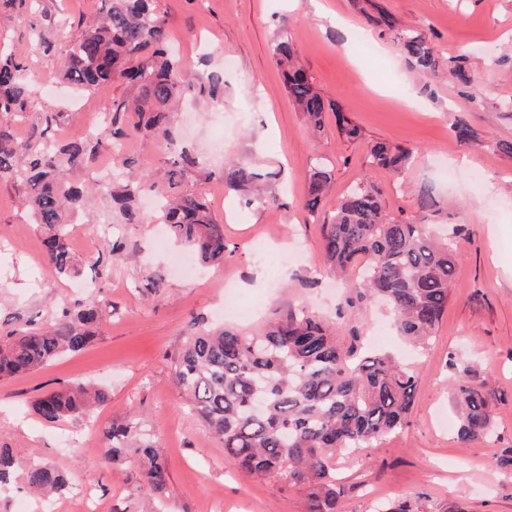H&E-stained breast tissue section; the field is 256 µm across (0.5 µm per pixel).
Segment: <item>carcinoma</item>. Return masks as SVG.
<instances>
[{
  "mask_svg": "<svg viewBox=\"0 0 512 512\" xmlns=\"http://www.w3.org/2000/svg\"><path fill=\"white\" fill-rule=\"evenodd\" d=\"M170 36L158 0H102L97 23L62 48L42 36L44 54L55 56L57 73L85 91L115 78L137 87V96L109 113L104 128L85 139L63 145L31 131L16 136L34 95L23 61L0 45V114L14 121L0 123V184L25 188L33 223L42 228L47 260L63 275L78 273L67 244L66 224L82 206L85 193L102 190V181L84 187L80 176L98 156L131 133L166 138L170 104L185 92L215 104L224 99L223 77L202 70L188 74L169 51ZM402 48L409 64L423 72L439 68L436 46L421 35L405 33ZM295 53L280 39L273 48L279 65ZM288 96L303 112L309 129L324 131L325 112L332 104L314 90L298 69L284 71ZM369 165L403 172L411 153L383 141L365 143ZM199 161L187 154L163 175L137 159L136 177L106 195L119 205L127 223H137L134 203L148 190L162 205L151 220L168 226L203 264L219 265L235 248L224 239L205 198L180 191L185 169ZM259 174L239 165L224 168L227 187L248 192ZM332 181L323 159L310 162L308 190L302 202L318 213ZM419 218H391L374 191L354 186L337 205L332 219L321 225L324 263L345 283L338 321L331 322L303 306L273 318L259 329H203L189 337L171 368L173 386L189 402L206 433L224 444V454L245 473L282 478L302 495L305 512H342L336 459L370 448L409 424L418 366L403 364L389 353L363 346L366 335L356 317L370 301L391 311L401 338L419 351L429 348L447 306L456 270L454 237L437 234L432 218L440 213L433 191L417 195ZM101 300L66 321L36 328L18 327L0 337V376L34 372L66 352L94 343L106 313ZM475 368H455L453 383L459 412L457 436L462 441L492 434V388L486 379L472 381ZM106 394L84 382L46 393L33 403L45 420L85 418ZM137 456L143 499H159L167 485L166 460L138 424L112 425L102 456L114 463L128 453ZM27 489L41 498L74 488L66 474L46 462L20 467L11 448H0V493Z\"/></svg>",
  "mask_w": 512,
  "mask_h": 512,
  "instance_id": "obj_1",
  "label": "carcinoma"
}]
</instances>
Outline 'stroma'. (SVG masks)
<instances>
[{
    "label": "stroma",
    "instance_id": "obj_1",
    "mask_svg": "<svg viewBox=\"0 0 512 512\" xmlns=\"http://www.w3.org/2000/svg\"><path fill=\"white\" fill-rule=\"evenodd\" d=\"M25 10L0 26L38 84L26 136L48 127L62 142L100 130L113 105L133 88L112 81L88 93L62 84L31 30L53 25L60 41L92 25L100 0H27ZM171 43L186 70L208 69L224 77V102L187 95L171 115L174 145L142 134L112 154V175L127 174L126 159L150 160L169 169L180 150L201 158L186 170L181 189L207 198L224 237L234 246L224 264L187 276L158 247L163 225L125 223L110 199H93L69 227L79 269L64 276L49 264L43 233L21 205L22 186L0 184V333L28 323H54L102 299L110 308L96 342L32 373L0 379V447L21 459H39L91 486L102 512L135 505L138 463L115 466L101 448L113 425L139 422L167 460V512H303V500L287 482L240 472L219 439L206 434L182 405L170 380L172 362L200 326L225 323L251 329L287 309L309 306L335 313L340 288L322 278L304 288L299 274L323 264L321 222L359 183L374 190L386 213L417 218L416 195L430 187L448 205L442 223L458 224L454 286L431 348L418 360L410 423L375 447L356 452L338 471L344 512H512V470L495 466L512 447V0H159ZM363 39H355V31ZM432 41L441 71L431 76L405 61L399 34ZM296 48L298 66L313 88L338 103L324 131L311 137L272 60L279 37ZM462 66L470 80L449 79ZM414 106H406V99ZM58 116L46 124V113ZM366 138L413 150L401 174L367 164L363 144L347 141L337 114ZM465 121L474 143L460 142L451 126ZM332 168V189L319 219L302 207L314 156ZM251 166L272 200L251 203L229 190L225 165ZM123 248L99 278L108 243ZM271 254L297 246L298 255L278 276L258 262L256 245ZM474 363L492 383L494 434L464 442L453 422L449 380L459 363ZM75 381L94 382L107 393L101 410L84 419L48 422L33 402Z\"/></svg>",
    "mask_w": 512,
    "mask_h": 512
}]
</instances>
